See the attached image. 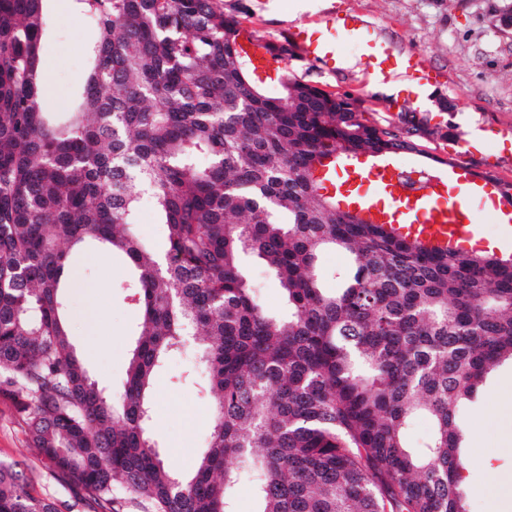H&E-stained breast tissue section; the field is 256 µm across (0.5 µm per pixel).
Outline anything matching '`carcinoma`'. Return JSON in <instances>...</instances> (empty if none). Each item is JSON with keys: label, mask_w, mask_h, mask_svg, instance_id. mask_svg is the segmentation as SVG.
I'll use <instances>...</instances> for the list:
<instances>
[{"label": "carcinoma", "mask_w": 512, "mask_h": 512, "mask_svg": "<svg viewBox=\"0 0 512 512\" xmlns=\"http://www.w3.org/2000/svg\"><path fill=\"white\" fill-rule=\"evenodd\" d=\"M50 0H0V396L33 447L100 512H467L460 415L512 361V259L439 251L336 210L347 156L414 146L290 71L261 81L219 0H72L99 28L76 111H45ZM166 226L133 232L142 196ZM119 252L140 312L122 391L70 336L73 250ZM330 250L348 264L321 287ZM246 256L277 278L265 310ZM198 349L213 426L179 475L150 436L156 375ZM432 425L421 448L406 435ZM0 512H57L0 463ZM234 510L235 512H257L259 510L258 499L248 477H244L238 486Z\"/></svg>", "instance_id": "cac0c4a2"}]
</instances>
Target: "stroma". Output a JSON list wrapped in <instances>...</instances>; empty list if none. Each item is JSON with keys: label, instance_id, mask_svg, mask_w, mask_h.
Wrapping results in <instances>:
<instances>
[{"label": "stroma", "instance_id": "35a3bbf8", "mask_svg": "<svg viewBox=\"0 0 512 512\" xmlns=\"http://www.w3.org/2000/svg\"><path fill=\"white\" fill-rule=\"evenodd\" d=\"M225 13L236 16L275 45L289 44V32L301 26L324 28L335 15L352 13L364 19L369 36L336 32L335 41L348 61L330 72L302 56L289 58L288 69L327 92L349 94L361 101L367 122L387 127L404 111L414 112L430 133L419 139L418 151L393 155L402 170L433 166L452 157L458 165L488 171L512 183V151L500 136L512 134V28H502L501 15L512 14V0H221ZM50 32L41 47L45 80L41 95L51 111H67L87 77L86 50L96 39L95 23L75 11L70 0H51ZM394 50L420 55L433 71L430 85L409 82L390 93L371 84L369 58L374 41ZM481 128L485 146L470 154L460 148L469 126ZM80 286L69 294L71 341L89 376L105 394L120 392L126 380L139 315L129 305L126 264L118 255L92 249L73 256ZM244 274L265 309L279 313L285 298L274 275L249 259ZM194 350L172 355L156 384L151 430L169 468L191 472L203 453L212 417L189 372L198 371ZM512 384V363L488 375L463 420L465 454L473 461L461 490L468 512H492L494 490L512 482V460L496 453L504 431L493 398L503 384ZM0 463L10 464L28 479L34 493L55 502L59 512H93L77 490L56 480L42 456L29 445L25 425L10 400L0 397Z\"/></svg>", "mask_w": 512, "mask_h": 512}]
</instances>
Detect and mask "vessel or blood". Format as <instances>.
<instances>
[{
  "instance_id": "1",
  "label": "vessel or blood",
  "mask_w": 512,
  "mask_h": 512,
  "mask_svg": "<svg viewBox=\"0 0 512 512\" xmlns=\"http://www.w3.org/2000/svg\"><path fill=\"white\" fill-rule=\"evenodd\" d=\"M293 38L307 60L329 69L335 68L338 50L333 40L303 31L295 32ZM372 67L377 76L384 80L395 75L408 76L419 82L432 78L426 62L414 53L401 56L384 49L373 56ZM454 176L460 197L449 201L440 190L439 177L433 173H420L421 190L411 196L397 179L386 180L380 172L365 169L360 171V179L372 183L376 189H390L391 196L386 206L381 207L373 197L361 195L358 198L359 207L372 222L389 223L400 233L427 239L436 245L462 249L475 236L472 201H494L499 194L492 182L473 175L468 169L458 168Z\"/></svg>"
}]
</instances>
